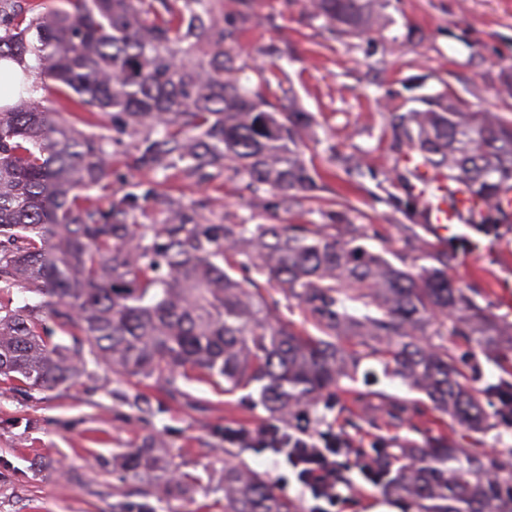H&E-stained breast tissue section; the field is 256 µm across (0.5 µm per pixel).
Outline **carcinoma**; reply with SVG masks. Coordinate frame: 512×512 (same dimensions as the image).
<instances>
[{
	"label": "carcinoma",
	"mask_w": 512,
	"mask_h": 512,
	"mask_svg": "<svg viewBox=\"0 0 512 512\" xmlns=\"http://www.w3.org/2000/svg\"><path fill=\"white\" fill-rule=\"evenodd\" d=\"M388 2L312 0V8L351 34L381 24ZM160 3L165 14L148 23L134 0H34L28 19L15 0H0V60L30 58L31 69L70 91L74 115L60 122L32 95L0 107V296L24 288L42 297L0 306V376L41 390L108 365L173 393L189 368L223 378L226 393L258 386L261 405L286 420L343 390L372 357L461 429L490 426L501 414L484 402L501 401L505 385L512 392V322L449 281L448 268L479 249V238L498 241L512 228V201L502 198L512 188V121L473 110L451 90L423 98V109L389 96L395 192L386 202L408 220L406 244L422 261L412 270L370 249L344 209L332 224H199L170 204L165 222L137 239L128 223L133 196L106 211L82 196L112 172L105 138L78 128L95 125L99 112L140 137V167L175 160L189 175L224 168L253 191L298 205L322 189L303 151L315 134L311 113L291 97L269 101L224 51L248 14L218 30L207 0ZM179 52L208 56L210 68L177 62ZM339 162L351 179L370 172L356 154ZM422 168L448 182V209H456L458 185L476 201L477 219L465 222L473 234L438 248L418 234L435 202ZM226 254L297 301L319 335L274 319L257 281L218 263ZM48 319L74 336L73 346H48ZM449 335L475 343L500 377L471 389ZM248 449L228 451L224 512H297L266 472L240 459ZM118 467L146 481L143 496L158 501L192 481L154 447L122 454ZM367 479L401 512H512V461L439 440L376 458Z\"/></svg>",
	"instance_id": "cac0c4a2"
}]
</instances>
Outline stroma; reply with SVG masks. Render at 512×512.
<instances>
[{
  "mask_svg": "<svg viewBox=\"0 0 512 512\" xmlns=\"http://www.w3.org/2000/svg\"><path fill=\"white\" fill-rule=\"evenodd\" d=\"M209 6L221 27L248 12L226 52L247 75H263L269 100L291 90L313 115L317 137L305 157L324 191L314 201L289 205L276 192H251L228 171L200 180L178 165L143 170L134 164L139 140L126 136L111 148V177L92 187L90 197L105 207L136 194L129 221L144 225L164 223L166 201L193 210L201 224H319L344 202L351 221L367 228L370 248L385 250L395 265H412L404 218L386 203L383 189L392 166L385 94H399L411 108L448 85L473 108L512 119V96L500 92L502 72L512 69V0H390L387 26L355 35L314 16L309 0H210ZM352 153L365 157L371 176L352 180L344 173L338 159ZM448 275L475 291L499 319L512 322V303L500 298L512 293L511 230L471 253L469 262H457ZM448 347L462 358L471 386L497 379V367L473 343L452 336ZM361 370L351 393L324 396L313 411L289 422L290 428L347 442L338 459L351 461L346 475L359 489L329 512H373L377 506L400 512L364 479L354 463L357 453L393 454L405 442L437 438L495 454L512 448L511 425L463 434L424 395L385 377L377 361H364ZM177 386L172 395L154 381L128 380L104 366L94 378L45 390L0 377V512H112L116 504L139 512L146 502L140 483L119 481L114 460L151 440L179 472L196 478L182 496L155 503L156 512H224V433L270 423L271 417L249 390L226 394L220 378L181 377ZM395 406L404 410L396 427L389 418ZM244 459L267 472L282 495L302 503L284 457L258 447Z\"/></svg>",
  "mask_w": 512,
  "mask_h": 512,
  "instance_id": "1",
  "label": "stroma"
}]
</instances>
